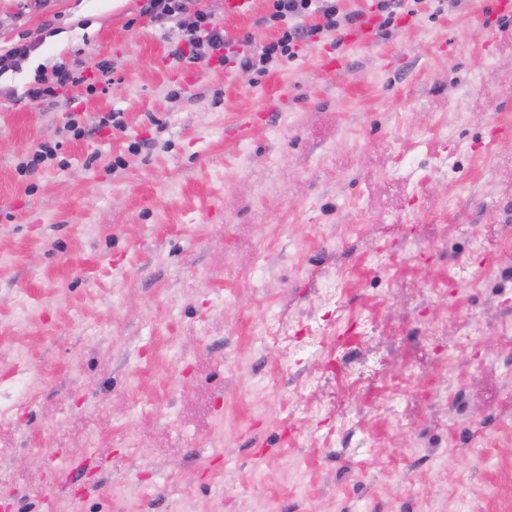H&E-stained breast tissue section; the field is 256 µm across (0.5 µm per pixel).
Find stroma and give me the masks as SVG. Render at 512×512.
Instances as JSON below:
<instances>
[{"mask_svg":"<svg viewBox=\"0 0 512 512\" xmlns=\"http://www.w3.org/2000/svg\"><path fill=\"white\" fill-rule=\"evenodd\" d=\"M224 2L197 6L230 41L277 37L267 0ZM491 3L421 0L259 78L173 59L144 0H0V54L36 45L0 75V512H512ZM58 65L80 84L28 100Z\"/></svg>","mask_w":512,"mask_h":512,"instance_id":"35a3bbf8","label":"stroma"}]
</instances>
